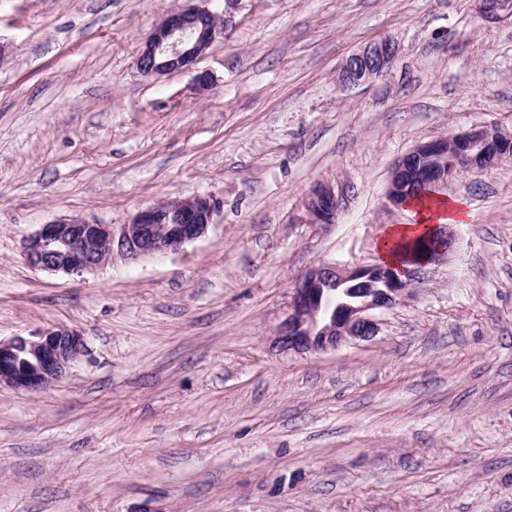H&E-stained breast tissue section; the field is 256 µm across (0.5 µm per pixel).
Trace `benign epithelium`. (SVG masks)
<instances>
[{
  "instance_id": "obj_1",
  "label": "benign epithelium",
  "mask_w": 512,
  "mask_h": 512,
  "mask_svg": "<svg viewBox=\"0 0 512 512\" xmlns=\"http://www.w3.org/2000/svg\"><path fill=\"white\" fill-rule=\"evenodd\" d=\"M481 15L501 20L512 6L479 0ZM222 30L217 15L188 6L164 18L145 40L137 65L148 77L192 69ZM396 48L387 40L364 47L342 65L339 82L349 88L380 77L389 69ZM512 159V137L488 127L440 138L414 148L396 164L388 197L404 204L408 179L437 186L458 169L490 167ZM307 211L314 224H334L339 197L329 184L312 192ZM214 207L200 195L159 203L139 211L119 236L112 225L81 219L44 224L24 243L34 268L61 276H82L102 265L114 248L132 256L175 251L205 234ZM410 272L397 274L385 264L341 268L322 265L296 284L290 312L280 327L277 346L283 351L325 352L376 334L375 312L395 305L408 291ZM82 337L68 329H50L35 336L0 340V386L39 391L52 387L83 353Z\"/></svg>"
}]
</instances>
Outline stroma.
Segmentation results:
<instances>
[{"mask_svg": "<svg viewBox=\"0 0 512 512\" xmlns=\"http://www.w3.org/2000/svg\"><path fill=\"white\" fill-rule=\"evenodd\" d=\"M194 5L224 31L195 71L140 48ZM391 39L383 76L343 61ZM0 339L77 331L50 389L0 388V512H512V160L435 187L449 245L377 333L326 352L276 343L297 278L377 263L412 211L386 192L416 145L512 133V17L477 0H0ZM210 74L211 90L195 86ZM334 224L310 223L315 185ZM208 197L165 254L80 277L32 268L41 225L121 230ZM395 55L396 48L388 39L365 46L345 60L338 77L341 86L349 88L382 76ZM307 211L313 224H334L339 211V197L334 188L318 185L308 200Z\"/></svg>", "mask_w": 512, "mask_h": 512, "instance_id": "1", "label": "stroma"}]
</instances>
